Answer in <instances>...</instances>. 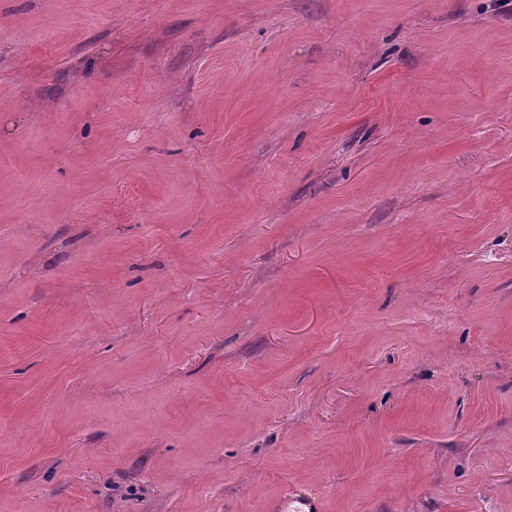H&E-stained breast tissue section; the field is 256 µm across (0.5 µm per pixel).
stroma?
Listing matches in <instances>:
<instances>
[{
	"instance_id": "obj_1",
	"label": "stroma",
	"mask_w": 512,
	"mask_h": 512,
	"mask_svg": "<svg viewBox=\"0 0 512 512\" xmlns=\"http://www.w3.org/2000/svg\"><path fill=\"white\" fill-rule=\"evenodd\" d=\"M512 512V0H0V512Z\"/></svg>"
}]
</instances>
